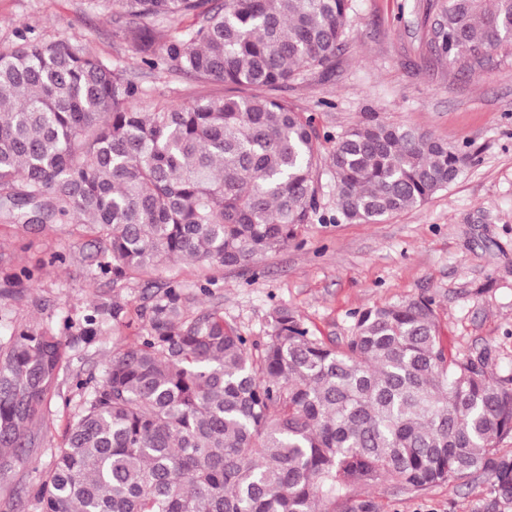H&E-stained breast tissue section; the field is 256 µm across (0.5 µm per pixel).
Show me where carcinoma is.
Here are the masks:
<instances>
[{"label": "carcinoma", "mask_w": 512, "mask_h": 512, "mask_svg": "<svg viewBox=\"0 0 512 512\" xmlns=\"http://www.w3.org/2000/svg\"><path fill=\"white\" fill-rule=\"evenodd\" d=\"M151 69L246 87L152 112L122 67L75 38L0 50V221H74L97 235L114 286L178 260L246 266L296 239L316 204L321 144L279 92L333 65L350 0H113ZM430 49L461 73L512 60V0H432ZM146 17L173 24L157 59ZM350 222L411 210L466 156L367 116L329 151ZM171 280L81 401L36 493L41 512H379L352 493L418 492L482 472L477 512H512V378L491 354L448 352L426 297L361 311L341 346L291 307L251 341L217 308L188 313ZM131 326L97 307L85 334ZM49 329L0 340V472L35 444L64 367Z\"/></svg>", "instance_id": "cac0c4a2"}]
</instances>
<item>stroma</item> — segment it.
I'll use <instances>...</instances> for the list:
<instances>
[{"instance_id": "obj_1", "label": "stroma", "mask_w": 512, "mask_h": 512, "mask_svg": "<svg viewBox=\"0 0 512 512\" xmlns=\"http://www.w3.org/2000/svg\"><path fill=\"white\" fill-rule=\"evenodd\" d=\"M428 3L352 0L333 67L284 92L312 117L319 138L337 137L372 114L465 153L460 177L423 205L378 223L345 221L323 159L316 210L287 248L246 267L179 261L131 276L118 290L111 271L100 268L85 225L0 222V337L15 327L48 328L66 351L36 444L0 474V512H39V482L84 396L76 378L97 376L113 341H133L144 329L135 317L114 336L90 338L83 334L87 315L116 298L135 316L174 278L194 295V309L218 308L227 323L258 340L272 309L283 304L315 336L340 345L365 308L429 297L449 350L462 357L492 351L491 370L512 376V65L463 75L434 61L423 26ZM125 28V15L110 0H0V49L25 32L43 43L79 39L90 54L119 63L139 89L141 111L225 94L219 82L148 69ZM488 487L483 475L419 492L385 482L369 493L380 512H476Z\"/></svg>"}]
</instances>
